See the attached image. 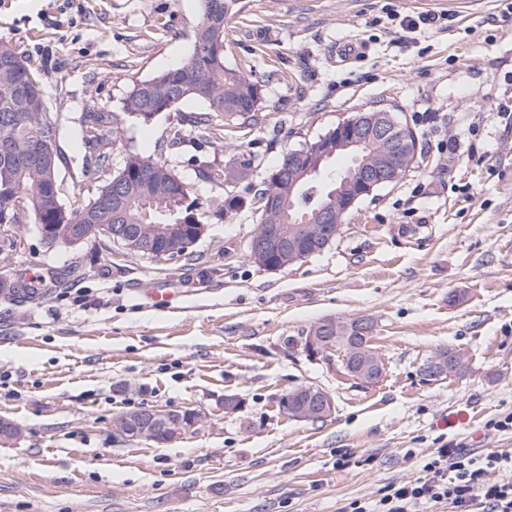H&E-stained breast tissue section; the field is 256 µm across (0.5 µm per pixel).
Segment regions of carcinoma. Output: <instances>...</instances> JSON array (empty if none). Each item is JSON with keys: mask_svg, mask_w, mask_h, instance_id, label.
I'll list each match as a JSON object with an SVG mask.
<instances>
[{"mask_svg": "<svg viewBox=\"0 0 512 512\" xmlns=\"http://www.w3.org/2000/svg\"><path fill=\"white\" fill-rule=\"evenodd\" d=\"M238 0H202V18L194 33L193 48L186 61L178 68L159 73L136 83L124 100V110L144 124L151 123L162 112H174L188 98L198 99L208 106V111L179 116L168 135L157 142L150 153H135L125 162L124 170L99 186L93 199L106 194L112 181L124 171H143L149 182L131 176L126 178L122 196L112 197L110 205L95 213V223L110 224L133 236L148 233L153 224H202L205 211L199 202L190 198V190L170 163L169 155L184 142L186 132L195 133L207 143L213 142L217 123L224 125H251L256 120L262 99V84L253 74L231 67L224 61V20L237 11ZM17 109L26 113L21 124L6 126L3 115ZM88 148L85 168L71 177L72 183L80 182L89 167L105 170L110 167L112 146L115 142L112 115L100 112L95 102L82 113ZM34 129L43 131L55 151V162L62 157L59 144L60 130L49 119L42 81L27 61L12 45L0 40V137L10 138L18 155L26 153L29 134ZM50 190L45 173L39 168L14 167L9 176L0 175V203L12 201L8 212L0 210V225L19 224L24 218L35 221L36 214L44 209V191ZM326 195V184L317 181L309 184L302 197L295 200L296 208L311 211ZM20 294L34 300L39 296L31 284L7 283L0 279V291Z\"/></svg>", "mask_w": 512, "mask_h": 512, "instance_id": "obj_1", "label": "carcinoma"}]
</instances>
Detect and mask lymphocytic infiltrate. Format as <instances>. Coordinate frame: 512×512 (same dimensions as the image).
<instances>
[{
	"label": "lymphocytic infiltrate",
	"instance_id": "lymphocytic-infiltrate-1",
	"mask_svg": "<svg viewBox=\"0 0 512 512\" xmlns=\"http://www.w3.org/2000/svg\"><path fill=\"white\" fill-rule=\"evenodd\" d=\"M443 502L452 512H512V454L449 443L425 460L418 479L389 484L374 503L354 500L342 512H421Z\"/></svg>",
	"mask_w": 512,
	"mask_h": 512
}]
</instances>
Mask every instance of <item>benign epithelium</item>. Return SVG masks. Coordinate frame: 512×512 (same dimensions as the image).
Masks as SVG:
<instances>
[{
	"label": "benign epithelium",
	"mask_w": 512,
	"mask_h": 512,
	"mask_svg": "<svg viewBox=\"0 0 512 512\" xmlns=\"http://www.w3.org/2000/svg\"><path fill=\"white\" fill-rule=\"evenodd\" d=\"M410 134L407 127L389 112H362L338 124L335 134L321 136L305 148L292 152L290 168L300 171L297 179L288 178V171L280 170L272 174L278 190L266 195L262 200L263 220L258 232L254 233L249 256L263 268L280 271L288 266L303 262L320 251L315 247L307 250L305 243L325 236L334 237L338 232L333 205H343L349 210L356 201L365 195L393 184L411 167L409 162ZM350 156L354 170L346 175L338 172L329 175L336 179V191L319 202L313 210L318 226L315 234H310L311 222L306 220L289 233L270 220L282 215L286 204L303 193L304 187L313 178L322 175L328 163L338 154ZM53 155L44 147L42 138L33 136L26 163L40 168L53 165ZM41 237L51 245L63 244L76 247L88 238H94L106 229L104 224H48L46 219H38L36 224ZM202 224H159L153 238L144 242L120 234L113 239L119 246L137 248L157 256L163 261L178 259L174 249H157L155 240L167 242L181 237L187 241H197L202 236ZM308 354L329 367H336V359L343 361V367L350 378L360 384L376 383L384 373V364L371 342H360V337L351 335L350 325L342 320L328 318L321 321L306 339ZM464 366L459 353L439 354L427 363L425 375L433 378L453 373ZM284 400L297 404L294 418L303 421H320L330 417L335 410L332 395L314 386H301L284 396ZM188 427L182 421V414L154 409L143 412L133 420H126L117 428L122 436L130 433L140 439L151 432L166 433V442L180 438Z\"/></svg>",
	"instance_id": "benign-epithelium-1"
}]
</instances>
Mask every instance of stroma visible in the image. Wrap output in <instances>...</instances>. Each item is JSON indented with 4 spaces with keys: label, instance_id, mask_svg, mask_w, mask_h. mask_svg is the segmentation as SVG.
I'll return each mask as SVG.
<instances>
[{
    "label": "stroma",
    "instance_id": "35a3bbf8",
    "mask_svg": "<svg viewBox=\"0 0 512 512\" xmlns=\"http://www.w3.org/2000/svg\"><path fill=\"white\" fill-rule=\"evenodd\" d=\"M224 58L253 72L256 125L170 161L192 195L216 206L259 188L282 155L354 113L384 108L419 139L399 183L349 213L335 243L284 271L249 258L257 213L209 218L190 265L141 259L94 243L47 245L35 224L0 234V271L34 273L43 299L0 293V512H341L421 475L456 442L512 453V22L501 0H240ZM201 0H0V39L41 78L60 128L69 180L85 160L88 101L111 113L109 169L70 183L65 204L91 199L134 153L166 137L188 99L143 124L123 109L134 84L185 61ZM419 19L415 29L403 17ZM367 51L345 65L337 44ZM254 155L247 174L233 160ZM225 168L204 180L193 157ZM79 269L71 289L50 272ZM172 288L155 306L142 286ZM375 321L385 372L362 385L304 350L327 319ZM459 351L466 370L428 381L424 363ZM301 386L327 390L335 412L311 423L279 407ZM241 409L225 413V396ZM193 409L199 421L159 445L119 436L132 409Z\"/></svg>",
    "mask_w": 512,
    "mask_h": 512
}]
</instances>
